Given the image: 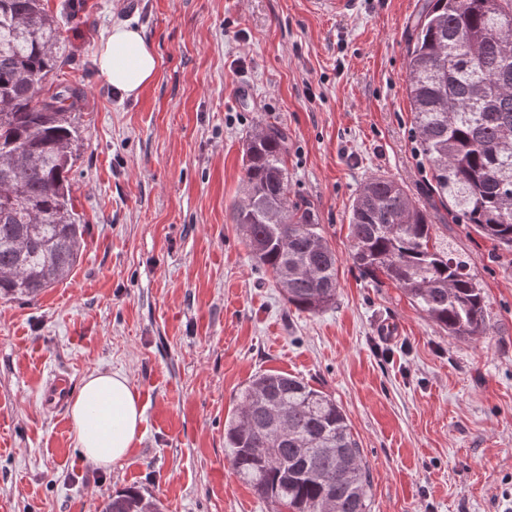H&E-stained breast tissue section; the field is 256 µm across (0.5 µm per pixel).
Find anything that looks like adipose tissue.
Segmentation results:
<instances>
[{"label":"adipose tissue","instance_id":"adipose-tissue-1","mask_svg":"<svg viewBox=\"0 0 512 512\" xmlns=\"http://www.w3.org/2000/svg\"><path fill=\"white\" fill-rule=\"evenodd\" d=\"M96 62L101 77L124 97L138 95L158 71L153 47L127 25L113 27ZM70 415L77 448L97 468L108 469L124 459L141 436L143 409L122 373L100 372L85 379Z\"/></svg>","mask_w":512,"mask_h":512}]
</instances>
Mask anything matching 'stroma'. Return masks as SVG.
<instances>
[{"label": "stroma", "mask_w": 512, "mask_h": 512, "mask_svg": "<svg viewBox=\"0 0 512 512\" xmlns=\"http://www.w3.org/2000/svg\"><path fill=\"white\" fill-rule=\"evenodd\" d=\"M74 0L66 81L84 89L70 171L84 251L37 300H0V512H101L129 487L161 512H269L224 455V421L255 375L335 398L363 450L372 512H512V251L449 218L416 152L407 37L423 0ZM136 28L156 78L125 98L100 43ZM288 136V195L308 200L338 257L334 306H289L257 267L233 207L246 137ZM394 178L471 260L487 330L451 336L350 258L349 214L370 176ZM126 373L142 437L88 465L69 412L41 391ZM70 379L65 374H57L46 383L42 390L41 401L46 407L55 410H64L66 407L69 391Z\"/></svg>", "instance_id": "obj_1"}]
</instances>
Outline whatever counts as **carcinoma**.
Returning a JSON list of instances; mask_svg holds the SVG:
<instances>
[{
    "label": "carcinoma",
    "mask_w": 512,
    "mask_h": 512,
    "mask_svg": "<svg viewBox=\"0 0 512 512\" xmlns=\"http://www.w3.org/2000/svg\"><path fill=\"white\" fill-rule=\"evenodd\" d=\"M45 0H0V297L35 299L68 277L84 243L72 206V112L79 90L59 77L61 22ZM406 91L433 190L448 215L512 248V0H425L408 36ZM288 137L249 136L233 221L288 304H336L338 258L314 207L288 197ZM350 258L402 289L450 336L486 331L470 259L433 240L431 215L404 187L371 176L349 214ZM224 454L272 512H371L370 476L342 408L286 373L241 389L224 423ZM160 512L134 488L102 512Z\"/></svg>",
    "instance_id": "carcinoma-1"
}]
</instances>
